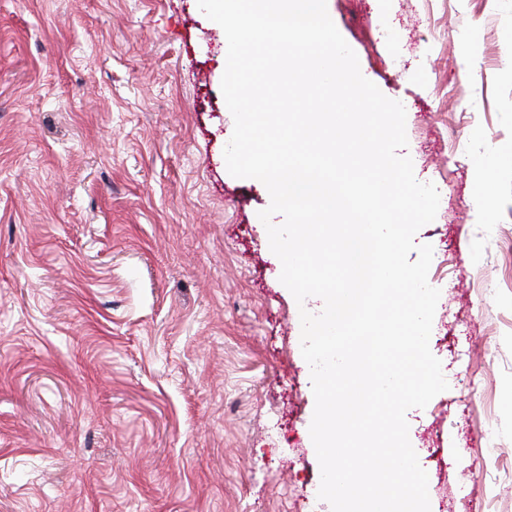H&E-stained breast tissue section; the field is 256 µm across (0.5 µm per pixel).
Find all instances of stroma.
I'll use <instances>...</instances> for the list:
<instances>
[{
    "label": "stroma",
    "mask_w": 512,
    "mask_h": 512,
    "mask_svg": "<svg viewBox=\"0 0 512 512\" xmlns=\"http://www.w3.org/2000/svg\"><path fill=\"white\" fill-rule=\"evenodd\" d=\"M327 10L439 192L415 241L449 388L407 413L430 512H512V0ZM226 58L197 0H0V512H332L316 303L227 171ZM504 162V159L496 153H487L480 156L476 165L481 168L486 178L481 184L477 198L479 202L486 208L489 209L495 205L496 198L493 191V184L491 180V173Z\"/></svg>",
    "instance_id": "stroma-1"
}]
</instances>
